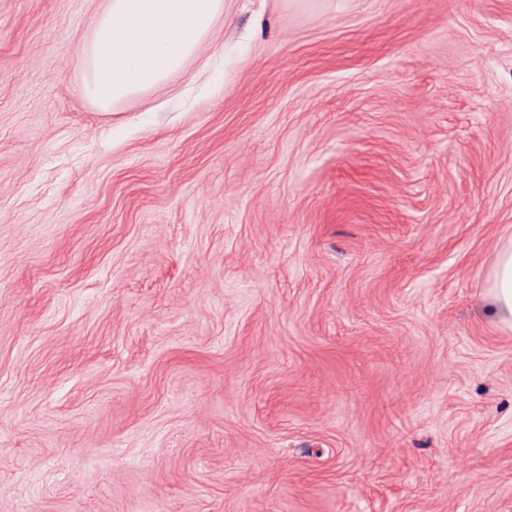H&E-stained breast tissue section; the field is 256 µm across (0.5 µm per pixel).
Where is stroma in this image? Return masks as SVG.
<instances>
[{
    "instance_id": "1",
    "label": "stroma",
    "mask_w": 512,
    "mask_h": 512,
    "mask_svg": "<svg viewBox=\"0 0 512 512\" xmlns=\"http://www.w3.org/2000/svg\"><path fill=\"white\" fill-rule=\"evenodd\" d=\"M105 0H0V512H512V0H224L111 111ZM493 302L498 315L512 322V250L498 257Z\"/></svg>"
}]
</instances>
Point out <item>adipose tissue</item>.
I'll list each match as a JSON object with an SVG mask.
<instances>
[{"mask_svg":"<svg viewBox=\"0 0 512 512\" xmlns=\"http://www.w3.org/2000/svg\"><path fill=\"white\" fill-rule=\"evenodd\" d=\"M224 0H108L74 77L85 97L109 110L163 84L209 41Z\"/></svg>","mask_w":512,"mask_h":512,"instance_id":"ef3b65f1","label":"adipose tissue"}]
</instances>
